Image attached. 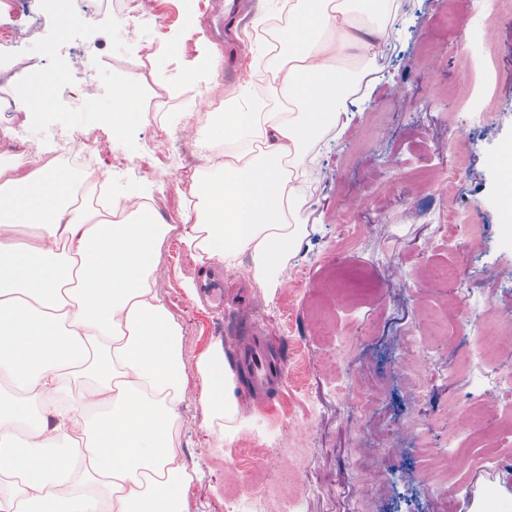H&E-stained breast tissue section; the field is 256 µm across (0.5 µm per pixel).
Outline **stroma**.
I'll return each instance as SVG.
<instances>
[{
    "label": "stroma",
    "mask_w": 512,
    "mask_h": 512,
    "mask_svg": "<svg viewBox=\"0 0 512 512\" xmlns=\"http://www.w3.org/2000/svg\"><path fill=\"white\" fill-rule=\"evenodd\" d=\"M215 0H158L169 53L161 69L139 72L138 41L122 36L110 12L61 30L46 27L41 47L19 52L24 73L65 71L68 82L44 91L41 112L18 113L32 137L61 128L109 143L100 161L114 187L147 186L160 220L177 224L167 198L177 178H191L177 159L191 145L179 134L210 93L234 96L251 82L272 111V79L252 71L251 55L231 56L229 74L200 80L196 65L207 53L248 39L256 12L280 18L283 0H234L243 20L215 39ZM381 45L384 62L369 89L348 105L346 125L329 137L318 157V177L298 220L299 247L285 260L299 270L290 283L259 285L249 255L234 265L214 261L224 276V304L209 307L186 286L200 277L179 235L168 236L158 269L160 294L182 327L188 392L181 406L178 442L193 481L191 512H251L240 489L224 479L230 468L250 465L249 479L265 512H512V464L470 470L443 494L422 491L425 460L463 437L465 411L482 390L464 361L476 351L484 322L512 319V171L499 150L512 146V0H486L482 16H466L463 35L438 44V22L448 0H395ZM140 84L141 120L116 137L111 113L78 108L86 77ZM169 138L155 154V127ZM425 220L406 221L407 208ZM453 232L439 233L440 218ZM342 256L376 291L362 302L332 292L330 261ZM464 263L455 284H427L431 265ZM495 293H488L491 282ZM478 302L468 312L453 305L457 289ZM287 299L293 321L273 329V306ZM436 323L410 356L404 338L418 313ZM222 345L235 374L237 414L223 436L208 427L200 403L196 364ZM262 344L289 375L252 386L245 361ZM357 376L376 385L382 401L358 412L344 386Z\"/></svg>",
    "instance_id": "obj_1"
}]
</instances>
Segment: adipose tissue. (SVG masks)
Instances as JSON below:
<instances>
[{
  "mask_svg": "<svg viewBox=\"0 0 512 512\" xmlns=\"http://www.w3.org/2000/svg\"><path fill=\"white\" fill-rule=\"evenodd\" d=\"M264 64L293 101L270 112L249 86L199 142L233 163L194 178L182 239L199 263L250 255L275 280L296 245L307 143L338 126L355 73L335 56L376 54L388 0H288ZM47 171L0 183V512H190L175 446L187 377L179 322L157 288L171 225L143 206L121 219L73 208ZM209 424L234 418L222 346L197 364Z\"/></svg>",
  "mask_w": 512,
  "mask_h": 512,
  "instance_id": "adipose-tissue-1",
  "label": "adipose tissue"
}]
</instances>
